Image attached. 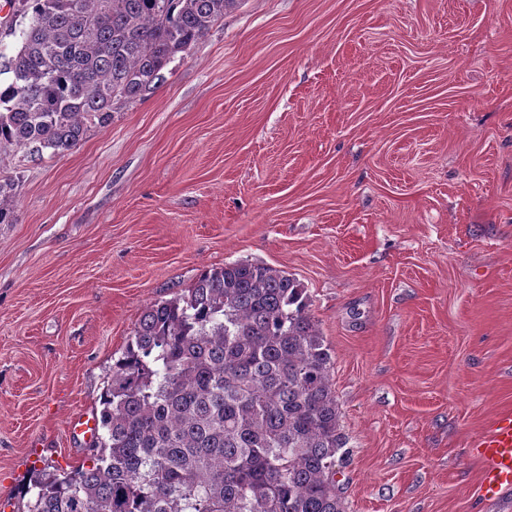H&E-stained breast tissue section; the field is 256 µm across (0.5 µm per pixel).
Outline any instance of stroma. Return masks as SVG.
Segmentation results:
<instances>
[{
	"label": "stroma",
	"mask_w": 512,
	"mask_h": 512,
	"mask_svg": "<svg viewBox=\"0 0 512 512\" xmlns=\"http://www.w3.org/2000/svg\"><path fill=\"white\" fill-rule=\"evenodd\" d=\"M0 503L70 470L143 311L205 269L304 283L346 512H512V0H240L63 156L0 154ZM15 189V180H0V224H11L14 222L12 199L15 195ZM484 462L479 484L480 494L494 500L500 491L512 487V412L505 411L495 420L489 433L476 444Z\"/></svg>",
	"instance_id": "1"
}]
</instances>
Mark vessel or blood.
I'll return each mask as SVG.
<instances>
[{
  "label": "vessel or blood",
  "mask_w": 512,
  "mask_h": 512,
  "mask_svg": "<svg viewBox=\"0 0 512 512\" xmlns=\"http://www.w3.org/2000/svg\"><path fill=\"white\" fill-rule=\"evenodd\" d=\"M484 462L479 484L481 495L496 499L503 488L512 487V412L501 413L489 433L476 444Z\"/></svg>",
  "instance_id": "b4317fda"
}]
</instances>
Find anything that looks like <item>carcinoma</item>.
I'll use <instances>...</instances> for the list:
<instances>
[{"label": "carcinoma", "mask_w": 512, "mask_h": 512, "mask_svg": "<svg viewBox=\"0 0 512 512\" xmlns=\"http://www.w3.org/2000/svg\"><path fill=\"white\" fill-rule=\"evenodd\" d=\"M0 153L63 155L157 88L238 0H18ZM16 183L0 180V224ZM332 356L305 286L248 260L148 306L102 396L88 466L32 476L24 512H345Z\"/></svg>", "instance_id": "carcinoma-1"}]
</instances>
